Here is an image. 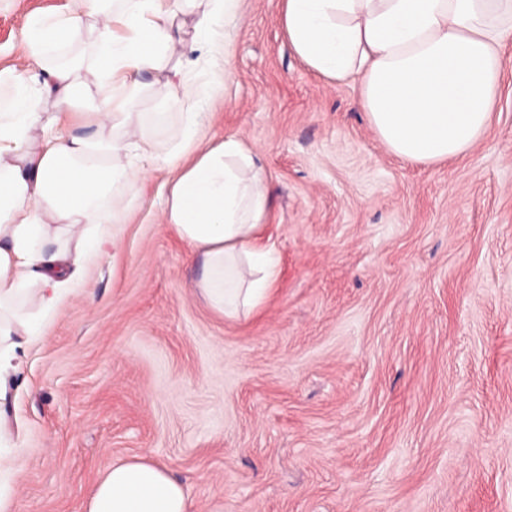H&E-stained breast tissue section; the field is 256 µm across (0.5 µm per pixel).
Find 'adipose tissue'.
<instances>
[{
	"instance_id": "ef3b65f1",
	"label": "adipose tissue",
	"mask_w": 512,
	"mask_h": 512,
	"mask_svg": "<svg viewBox=\"0 0 512 512\" xmlns=\"http://www.w3.org/2000/svg\"><path fill=\"white\" fill-rule=\"evenodd\" d=\"M244 0H68L29 18L19 64L0 69V397L16 350L43 335L81 272L114 244L126 209L114 187L150 171L171 179L162 219L203 257L201 295L227 317L258 308L275 288L280 257L259 237L270 208L258 153L235 135L211 143L201 109L225 88ZM192 19L193 38L178 19ZM298 60L336 82L356 81L359 102L395 155L433 165L466 154L485 133L512 44V0H281ZM197 53L204 77L169 71ZM90 79H81V71ZM167 109L138 110L145 76ZM115 87L102 96L100 85ZM60 111L46 112L45 100ZM87 106L90 135L71 131ZM75 238L46 252L57 222ZM83 512H191L165 467L136 456L99 477Z\"/></svg>"
}]
</instances>
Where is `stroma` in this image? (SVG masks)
<instances>
[{
	"instance_id": "obj_1",
	"label": "stroma",
	"mask_w": 512,
	"mask_h": 512,
	"mask_svg": "<svg viewBox=\"0 0 512 512\" xmlns=\"http://www.w3.org/2000/svg\"><path fill=\"white\" fill-rule=\"evenodd\" d=\"M66 3L0 0V68ZM204 110L263 158L279 284L225 318L162 222L168 173L119 198L115 245L7 378V512H81L137 455L193 512H512V46L485 134L435 165L301 64L279 0H245Z\"/></svg>"
}]
</instances>
